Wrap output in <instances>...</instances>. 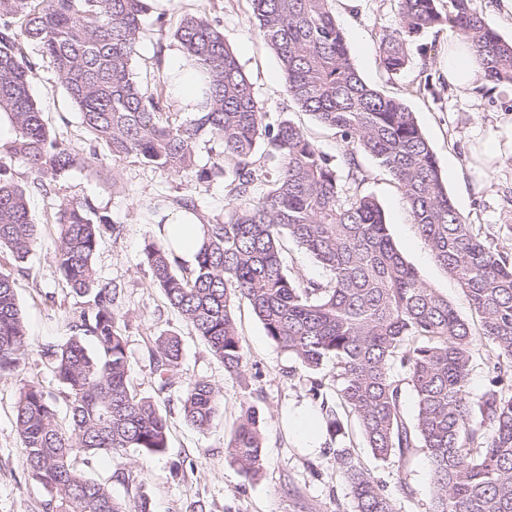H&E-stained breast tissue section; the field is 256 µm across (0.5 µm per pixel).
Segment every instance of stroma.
<instances>
[{"label":"stroma","instance_id":"1","mask_svg":"<svg viewBox=\"0 0 512 512\" xmlns=\"http://www.w3.org/2000/svg\"><path fill=\"white\" fill-rule=\"evenodd\" d=\"M153 6V14L145 18L147 33L134 65L148 84L155 70H162V108L173 119L186 122L193 114L179 99L177 88L187 63L168 31L184 12L201 10L219 25L238 55L267 122L290 119L321 151L340 156L343 144L339 137L322 128L309 113L299 111L289 99L285 74L276 54L259 36L248 0H153ZM334 8L360 76L382 94L403 99L416 113L457 209L481 225L492 246L512 254V89L483 84L465 97L450 85L444 63L452 31L445 25L419 36L411 46L407 69L388 79L380 65L376 40L382 30L395 25L394 0H336ZM159 13L164 14L168 28L164 34L155 25ZM26 53L35 65L32 94L38 107L57 135L70 142L83 159L81 165L53 181L50 193H29L31 215L41 226L40 238L26 259L14 262L13 269L32 354L64 343L69 317L83 306V297L64 286L55 260V240L62 206L70 200L90 201L119 227L118 233L103 237L95 266L100 280L123 289L126 317L122 331L137 391L150 396L155 389L149 339L174 333L183 344L181 376L210 379L223 394L221 411L204 432L184 421L179 396L171 394L162 405L171 426L166 454L146 458L128 453L127 460L152 512H353L352 494L336 462L335 444L324 435L317 448L302 447L288 423L289 416L304 410L338 407L336 397L323 402L310 392L318 383L331 386L332 367H302L268 339L243 301L236 304L234 314L249 364L242 374L225 373L204 342L166 304L141 264L144 243L153 231L147 204L160 196L190 194L199 198L206 217L217 219L223 217L229 203L223 182L198 183L134 158L112 160L105 145L83 129L79 112L39 47L28 45ZM490 140L498 142L502 155L498 162L487 165L480 161L479 151L481 144ZM360 162L369 175L364 189L382 206L396 247L464 318L477 322L463 292L435 262L412 224L395 180L373 158L364 156ZM32 381L52 393L60 391L51 371L40 362L21 376L0 379V512H45L48 495L27 477L13 418V405L22 386ZM250 406L262 418L264 446L263 469L253 478L244 476L225 457V444L236 420ZM346 431L347 447L383 485L398 512H431V465L423 452L404 462H383L366 448L356 420H349Z\"/></svg>","mask_w":512,"mask_h":512}]
</instances>
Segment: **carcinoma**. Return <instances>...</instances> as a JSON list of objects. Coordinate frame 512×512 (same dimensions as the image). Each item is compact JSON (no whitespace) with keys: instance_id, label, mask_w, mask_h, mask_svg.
<instances>
[{"instance_id":"cac0c4a2","label":"carcinoma","mask_w":512,"mask_h":512,"mask_svg":"<svg viewBox=\"0 0 512 512\" xmlns=\"http://www.w3.org/2000/svg\"><path fill=\"white\" fill-rule=\"evenodd\" d=\"M260 37L277 55L286 92L298 108L344 143L341 159L322 152L283 118L265 122L253 83L219 26L200 12L184 15L173 32L198 73L196 116L178 123L162 111V86L148 91L133 68L145 36L151 0H0V117L15 137L10 161L0 160V253L24 260L38 240L29 187L13 162L51 181L81 158L57 137L31 95L32 43L53 64L81 123L113 158H135L164 173L206 183L224 179L231 207L201 222L192 265L179 260L158 223L143 248L152 283L229 374L248 366L233 316L245 300L266 336L305 367H336V390L357 417L377 459H408L423 451L431 463L432 512H512V258L455 207L436 154L404 100L365 83L350 58L334 0H250ZM396 26L378 36L381 66L393 79L409 63L410 45L447 25L471 43L483 78L512 87V41L488 25L472 0H396ZM205 139L219 150L197 167ZM368 155L396 180L435 261L462 289L478 328L424 282L394 245L385 214L362 190ZM275 159L274 171L266 160ZM175 207L200 218L191 196L148 206ZM116 225L87 200L66 203L57 229L56 260L67 286L86 297L67 323L71 335L40 358L62 387L65 414L41 384L30 382L15 403V428L27 475L49 499V512H150L138 491L118 497L112 480L136 484L133 471L108 479L85 467L99 458L122 460L134 449L162 455L168 419L159 399L175 388L182 345L175 334L148 346L157 398L137 392L121 322L122 290L98 279L101 238ZM308 252L327 273L320 282L293 277L283 263L284 240ZM494 346V377L479 397L469 390L474 336ZM31 352L12 270L0 265V379L20 376ZM414 393L405 418L403 387ZM183 417L208 429L221 409V388L203 377L181 385ZM225 456L247 477L262 468L259 415L248 408L225 444ZM354 512H396L392 500L350 449H336Z\"/></svg>"}]
</instances>
